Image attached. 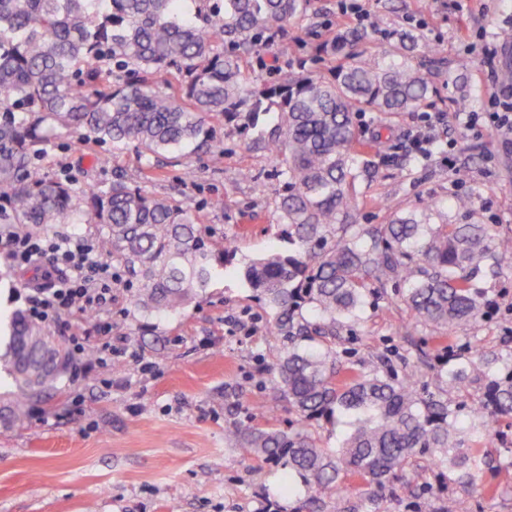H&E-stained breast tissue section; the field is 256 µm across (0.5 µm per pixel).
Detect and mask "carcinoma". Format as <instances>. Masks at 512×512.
<instances>
[{
    "label": "carcinoma",
    "mask_w": 512,
    "mask_h": 512,
    "mask_svg": "<svg viewBox=\"0 0 512 512\" xmlns=\"http://www.w3.org/2000/svg\"><path fill=\"white\" fill-rule=\"evenodd\" d=\"M0 0V223H96L101 249L137 281L135 306L172 312L204 290L216 267L233 264L237 248L216 251L195 216L167 197L151 195L118 175L107 189L80 194L34 166L59 129L78 143L134 145L143 156L216 148L208 122L253 126L277 122L254 142L280 164L283 190L277 223L288 225L286 250H271L244 267L273 311L272 331L286 341L271 391L288 403L302 428H243L225 422L239 451L273 460L292 495L299 476L312 496L294 512H381L395 483L420 461L450 467L479 486L492 424L512 418V367L481 395L469 387L512 354L488 355L479 344L441 372L445 389L422 395L411 377L385 366L341 370L326 338L363 320L369 300L394 289L413 324L440 334L471 328L485 315L483 272L512 269V238L478 221L450 223L432 200L386 224L358 222L359 205L385 200L371 187L380 174V134L360 135L358 116L395 117L428 105L434 89L414 61L411 35L383 46L376 28L339 27L320 50L332 78L289 72L275 82L249 75L266 34L304 17L311 0ZM15 395H0V416L20 422L37 388L63 372V348L46 328L18 311L7 340ZM467 407L472 426L458 427ZM336 415L350 431L330 452L307 426ZM355 478L368 488L351 501Z\"/></svg>",
    "instance_id": "cac0c4a2"
}]
</instances>
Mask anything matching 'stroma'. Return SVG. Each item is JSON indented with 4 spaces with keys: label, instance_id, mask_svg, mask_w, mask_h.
<instances>
[{
    "label": "stroma",
    "instance_id": "1",
    "mask_svg": "<svg viewBox=\"0 0 512 512\" xmlns=\"http://www.w3.org/2000/svg\"><path fill=\"white\" fill-rule=\"evenodd\" d=\"M468 15L441 9L437 0H364L368 16H379V42L408 31L421 44L437 49L440 62L429 69L435 94L432 112H486L492 79L512 66V0H468ZM336 0H313L308 16L289 27L252 64L253 74L269 79L270 66L303 59L307 69L327 66L312 47L317 36L341 23ZM472 36L496 46L484 58L459 36L462 22ZM464 74L471 95L461 98L455 86ZM267 115L257 127H224L213 122L221 152L191 153L185 166L173 167L168 156L144 157L134 147L113 150L92 144L81 152L74 136L57 132L39 160L52 175H68L74 186L88 182L109 186L114 175L144 183L148 169L162 170L149 192L169 196L191 209L204 235L234 239L238 252L232 272L216 270L205 290L183 308L149 315L133 303L126 281L112 286V331L103 333L88 314L49 323L48 329L73 349L82 344L92 363L86 372L65 375L29 403L23 423L0 425V512H291L294 498L282 491L283 470L273 463L242 455L224 432L227 419L254 425L252 409L264 406V425L289 430L297 418L270 390L271 369L280 357L282 337L270 331L269 310L243 276L252 258L282 245L276 203L283 189L276 159L255 142L271 127ZM363 134L383 129L387 159L375 185L386 209L363 207L362 224L386 223L392 212L418 209L428 200L448 202L458 194L473 199L479 222L512 236V140L498 135L488 121L468 131L448 124L439 131L451 144L449 156L412 161L413 114L384 117L374 112L359 120ZM469 167L470 182H450L449 163ZM254 178L239 181V168ZM27 272L0 264V336L9 333L14 312L27 310ZM489 315L475 329L455 333L451 341L435 339L430 329L411 324L391 293L380 294L353 329H341L332 345L341 361L369 369L382 357L397 373L419 368L417 388L437 392L444 358H457L472 341L490 353L512 352V270L479 280ZM233 393L234 410L224 407ZM483 484L496 494L459 484L444 468L421 467L406 473L386 512H418L421 498L441 502L464 499L467 512H512V476L502 466L512 461V420L492 426L484 450Z\"/></svg>",
    "mask_w": 512,
    "mask_h": 512
}]
</instances>
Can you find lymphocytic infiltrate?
Instances as JSON below:
<instances>
[{"label":"lymphocytic infiltrate","instance_id":"1","mask_svg":"<svg viewBox=\"0 0 512 512\" xmlns=\"http://www.w3.org/2000/svg\"><path fill=\"white\" fill-rule=\"evenodd\" d=\"M0 236L7 241L8 261L13 267L39 263L46 267L47 284L29 289L26 295L32 319L46 322L89 312L100 319L103 330H111L112 285L120 275L102 260L93 239L80 233L44 236L16 224H1Z\"/></svg>","mask_w":512,"mask_h":512}]
</instances>
